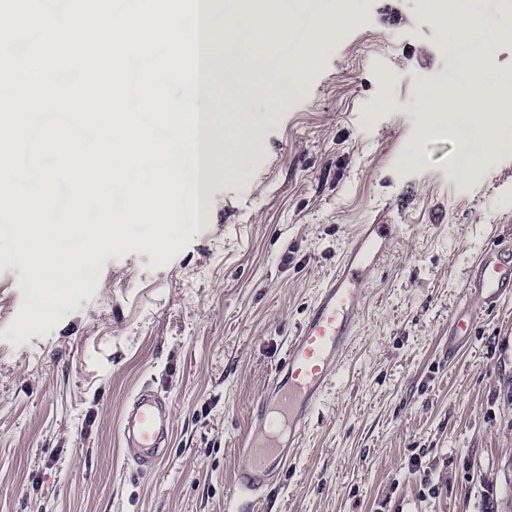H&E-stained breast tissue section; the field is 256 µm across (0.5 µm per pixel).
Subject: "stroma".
<instances>
[{"instance_id": "obj_1", "label": "stroma", "mask_w": 512, "mask_h": 512, "mask_svg": "<svg viewBox=\"0 0 512 512\" xmlns=\"http://www.w3.org/2000/svg\"><path fill=\"white\" fill-rule=\"evenodd\" d=\"M288 68L336 0H282ZM512 82L505 0H468ZM470 48L431 0H351L304 81L254 101L260 147L208 188L210 217L165 265L146 250L84 266L60 322L19 337L30 286L0 222V512H226L250 414L360 224L405 234L368 285L347 361L257 512H512V300L456 360L448 319L470 263L512 234V144L470 164L421 111ZM171 401L169 457L140 475L119 437L143 385ZM429 476L435 492L421 483Z\"/></svg>"}]
</instances>
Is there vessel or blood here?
<instances>
[{
    "label": "vessel or blood",
    "instance_id": "1",
    "mask_svg": "<svg viewBox=\"0 0 512 512\" xmlns=\"http://www.w3.org/2000/svg\"><path fill=\"white\" fill-rule=\"evenodd\" d=\"M398 234L394 224L359 225L335 271L318 289L253 410L252 434L243 444L247 462L234 477L244 497L237 512H252L250 496L261 492L285 467L293 448L300 446L361 323L367 284L391 256ZM464 297L448 323L452 359L471 335L479 313L512 299L511 240L483 250L471 263ZM120 434L141 474H151L171 445L169 403L150 388H141L123 410Z\"/></svg>",
    "mask_w": 512,
    "mask_h": 512
}]
</instances>
